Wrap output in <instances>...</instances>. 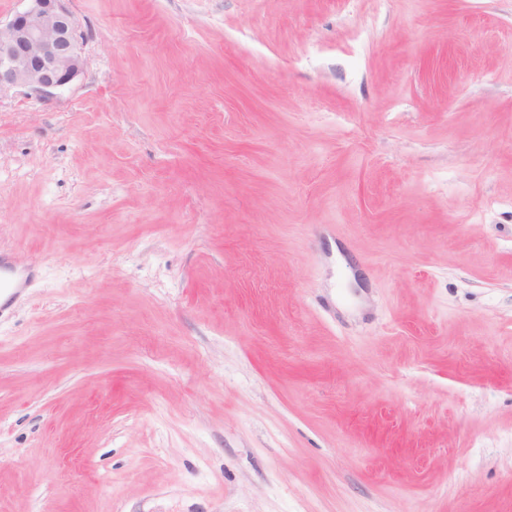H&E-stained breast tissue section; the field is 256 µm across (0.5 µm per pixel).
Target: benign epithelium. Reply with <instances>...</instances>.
Instances as JSON below:
<instances>
[{"label":"benign epithelium","mask_w":512,"mask_h":512,"mask_svg":"<svg viewBox=\"0 0 512 512\" xmlns=\"http://www.w3.org/2000/svg\"><path fill=\"white\" fill-rule=\"evenodd\" d=\"M0 23V94L23 87L52 98L84 67L83 41L66 0H23Z\"/></svg>","instance_id":"benign-epithelium-1"}]
</instances>
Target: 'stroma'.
Listing matches in <instances>:
<instances>
[{"instance_id":"1","label":"stroma","mask_w":512,"mask_h":512,"mask_svg":"<svg viewBox=\"0 0 512 512\" xmlns=\"http://www.w3.org/2000/svg\"><path fill=\"white\" fill-rule=\"evenodd\" d=\"M0 97V512H512V0H68ZM25 7L0 21V96L23 87L52 98L84 67L83 41L67 0H21Z\"/></svg>"}]
</instances>
